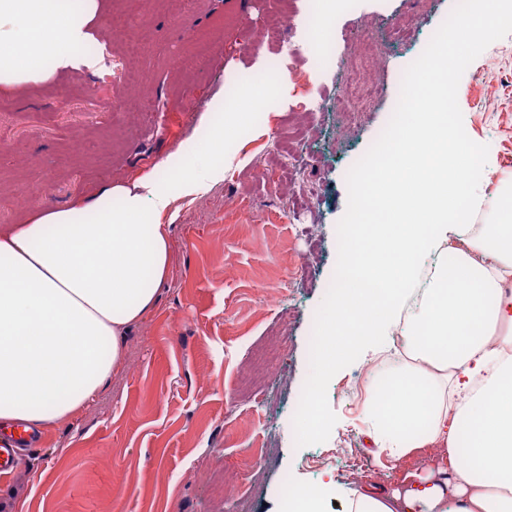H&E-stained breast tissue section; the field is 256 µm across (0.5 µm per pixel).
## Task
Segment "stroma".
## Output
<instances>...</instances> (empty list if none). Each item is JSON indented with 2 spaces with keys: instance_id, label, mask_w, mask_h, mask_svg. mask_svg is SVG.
I'll use <instances>...</instances> for the list:
<instances>
[{
  "instance_id": "35a3bbf8",
  "label": "stroma",
  "mask_w": 512,
  "mask_h": 512,
  "mask_svg": "<svg viewBox=\"0 0 512 512\" xmlns=\"http://www.w3.org/2000/svg\"><path fill=\"white\" fill-rule=\"evenodd\" d=\"M457 3L328 0L335 59L324 64L310 49L305 0H155L134 62L144 110L131 118L112 109L120 88L107 22L122 6L101 0L86 48L97 57L93 68L25 89L0 86V225L28 223L32 206L16 202L28 189L62 208L148 172L171 186L167 157L197 159L205 136L224 132L223 153L209 158L223 177L175 195L161 218L171 227L169 276L126 336L122 371L0 477V512H237L241 500L246 512H276L287 477L317 495L324 512H344L354 493L402 487L409 471L427 475V451L379 468L374 479L346 465L351 453L374 458L365 396L351 384L373 366L372 353L331 379L338 421L327 441L296 447L293 416L315 312L333 279L347 174L388 124L402 73ZM288 11L295 19L284 35L263 38ZM407 13L415 23L397 29ZM185 16L191 42L179 26ZM365 16L392 37L378 63L379 97L344 131L333 103ZM176 55L193 66L172 69ZM457 100L465 127L486 147L490 188L512 187V34L467 67ZM77 136L86 147L76 154ZM291 207L304 212V226L289 223ZM309 252L314 262L296 280ZM275 326L286 329L280 376L241 394L239 373Z\"/></svg>"
}]
</instances>
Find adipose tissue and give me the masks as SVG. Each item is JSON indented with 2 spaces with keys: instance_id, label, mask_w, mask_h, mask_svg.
<instances>
[{
  "instance_id": "adipose-tissue-1",
  "label": "adipose tissue",
  "mask_w": 512,
  "mask_h": 512,
  "mask_svg": "<svg viewBox=\"0 0 512 512\" xmlns=\"http://www.w3.org/2000/svg\"><path fill=\"white\" fill-rule=\"evenodd\" d=\"M99 11L100 0H0V85L49 80L47 60L93 66L80 49ZM395 149L425 174L410 191L387 172L365 184L321 359L332 367L336 352L399 328L407 360L375 379L363 406L376 456L398 464L432 448L467 466L401 493L357 494L345 512H512V193L476 194L485 147L447 121L440 97L416 103ZM171 198L146 174L0 226L1 424L54 430L109 385L169 274L160 218ZM482 204L492 220L470 224ZM427 251L437 260L414 300Z\"/></svg>"
}]
</instances>
